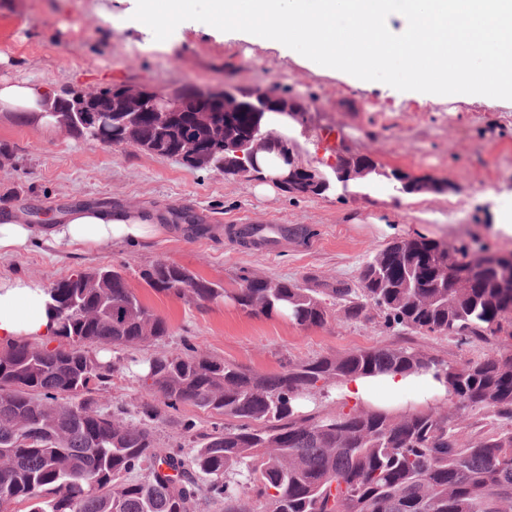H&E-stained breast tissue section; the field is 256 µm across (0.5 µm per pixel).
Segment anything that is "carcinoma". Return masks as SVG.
I'll use <instances>...</instances> for the list:
<instances>
[{"instance_id":"obj_1","label":"carcinoma","mask_w":512,"mask_h":512,"mask_svg":"<svg viewBox=\"0 0 512 512\" xmlns=\"http://www.w3.org/2000/svg\"><path fill=\"white\" fill-rule=\"evenodd\" d=\"M195 139L217 162L224 145L200 136L177 114L167 139L140 115L139 146L178 158ZM512 260L417 237L392 242L359 268L356 287L242 271L238 288L158 262L142 271L160 293L200 309L229 297L251 315H281L303 328L332 318L376 314L391 330L487 341L512 322ZM58 344L21 339L0 349V512H512V353L450 363L412 347L374 346L290 361L275 374L244 370L198 351L149 361L152 400L130 409L99 407L116 363L99 353L168 335L114 268L93 267L47 289ZM389 370L444 376L446 407L391 412L348 406L323 410L345 380ZM224 422L198 428L192 410ZM474 412L496 421L471 432ZM171 426L187 449L158 436Z\"/></svg>"}]
</instances>
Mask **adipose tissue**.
I'll return each mask as SVG.
<instances>
[{
    "mask_svg": "<svg viewBox=\"0 0 512 512\" xmlns=\"http://www.w3.org/2000/svg\"><path fill=\"white\" fill-rule=\"evenodd\" d=\"M47 90L27 81L0 79V112L25 116L41 114V124L54 131L57 122L45 113ZM164 231L153 215L127 209L80 207L53 225L48 246L65 245L92 251L124 242H148ZM36 239L32 225L11 209L0 210V257L14 256L30 249ZM43 284L22 278H0V344L24 338H49L54 324L46 308ZM336 394L356 406L387 408L393 396L407 397L411 405L422 406L445 397L446 386L432 374L408 375L387 372L361 376L343 383Z\"/></svg>",
    "mask_w": 512,
    "mask_h": 512,
    "instance_id": "1",
    "label": "adipose tissue"
}]
</instances>
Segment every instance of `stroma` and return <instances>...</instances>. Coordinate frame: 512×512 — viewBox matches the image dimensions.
<instances>
[{"label":"stroma","instance_id":"1","mask_svg":"<svg viewBox=\"0 0 512 512\" xmlns=\"http://www.w3.org/2000/svg\"><path fill=\"white\" fill-rule=\"evenodd\" d=\"M121 0H0V18H17L7 43H0V78L28 79L52 92L68 87L101 88L145 83L167 94L182 87L232 86L272 89L304 103L307 116L293 138L302 165L326 170L336 142L323 134L340 127L353 152L369 155L385 172L400 169L454 185L443 194L417 197L395 190L383 178L333 182L319 195L277 188L254 192L260 176H233L192 169L181 162L131 147H108L65 132L53 136L19 117L0 114V143L9 144L13 164L0 169V208L26 209L29 222L47 235L56 215L82 206L133 208L156 214L162 236L137 245L95 252L33 244L28 252L0 259V277H28L45 286L72 272L97 266L121 270L126 282L170 326L168 336L139 347L112 350L121 371L99 395L102 406L134 407L150 393L139 364L158 353H179L191 337L202 353L260 373L281 371L300 361L377 345L409 346L451 362L512 349V326L490 341L463 343L429 333L401 334L383 325L344 320L334 311L321 327L303 328L281 316H254L232 300L201 310L184 298L154 291L143 269L168 261L184 266L226 290L241 271L323 282H355L369 255L394 240L388 227L406 237L425 236L453 245L482 246L512 254V238L493 235L498 216L512 215V102L466 94L435 103L381 83L354 86L298 64L261 46L217 41L207 29L184 28L165 42L117 18ZM200 219L187 230L179 213ZM447 214L446 225L424 220ZM245 217L254 224H285L290 233L274 251L246 247L224 236L226 225Z\"/></svg>","mask_w":512,"mask_h":512}]
</instances>
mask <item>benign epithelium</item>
Wrapping results in <instances>:
<instances>
[{"instance_id": "7a95c632", "label": "benign epithelium", "mask_w": 512, "mask_h": 512, "mask_svg": "<svg viewBox=\"0 0 512 512\" xmlns=\"http://www.w3.org/2000/svg\"><path fill=\"white\" fill-rule=\"evenodd\" d=\"M101 99V94L86 88H69L64 91L60 106L53 101L50 104V113L58 118L63 128H68L85 113H92V122L88 125L90 139L102 141V132L107 127H113L111 141L105 142L109 146L137 147L132 141L136 134L133 121L141 112L152 115L154 127L159 132L170 129L173 114L176 112H191L197 129L207 136L224 142V151L231 152L238 160L237 171L248 174L259 170L257 153L261 150L276 148L283 159H288V141L277 131L256 121L250 133L239 138L229 134L224 128V119L237 112H268L267 103L262 98L246 99L228 89L200 88L197 91V100L190 101L181 95L165 96L143 85L124 84L118 87L112 97V107L92 109ZM271 111L287 115L295 120H302L304 108L292 101L281 100ZM307 174L309 185L307 189H327L330 186L326 175L316 169L303 166H290V170L282 177V181L293 185L297 181V172Z\"/></svg>"}]
</instances>
